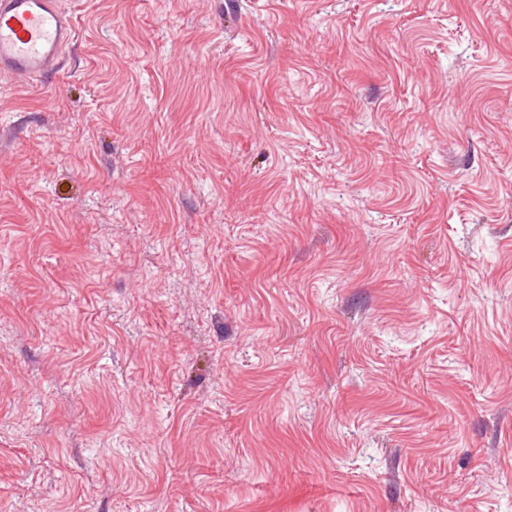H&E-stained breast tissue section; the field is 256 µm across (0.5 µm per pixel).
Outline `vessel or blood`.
Masks as SVG:
<instances>
[{"instance_id":"b4317fda","label":"vessel or blood","mask_w":512,"mask_h":512,"mask_svg":"<svg viewBox=\"0 0 512 512\" xmlns=\"http://www.w3.org/2000/svg\"><path fill=\"white\" fill-rule=\"evenodd\" d=\"M76 39L64 0H0V77L20 84L61 72Z\"/></svg>"}]
</instances>
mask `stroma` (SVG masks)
Masks as SVG:
<instances>
[{
	"label": "stroma",
	"instance_id": "obj_1",
	"mask_svg": "<svg viewBox=\"0 0 512 512\" xmlns=\"http://www.w3.org/2000/svg\"><path fill=\"white\" fill-rule=\"evenodd\" d=\"M0 78V512H512V0H66ZM75 39L64 1L0 0L1 78L28 84L55 77Z\"/></svg>",
	"mask_w": 512,
	"mask_h": 512
}]
</instances>
